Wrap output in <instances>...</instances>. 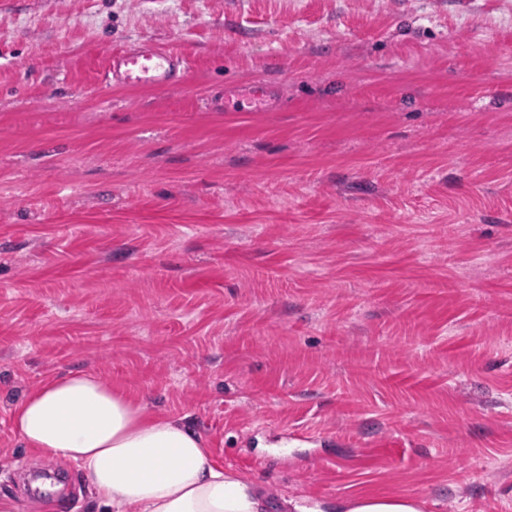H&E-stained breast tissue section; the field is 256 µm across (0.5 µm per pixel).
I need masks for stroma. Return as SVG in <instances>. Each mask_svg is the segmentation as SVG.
Instances as JSON below:
<instances>
[{"label":"stroma","mask_w":512,"mask_h":512,"mask_svg":"<svg viewBox=\"0 0 512 512\" xmlns=\"http://www.w3.org/2000/svg\"><path fill=\"white\" fill-rule=\"evenodd\" d=\"M186 55L170 88L110 53ZM274 83L261 112L224 96ZM70 372L265 512H512V0H0V501ZM305 440H298V433ZM188 63L172 50L143 44L133 50L112 53L104 79L127 85L167 88L178 84ZM337 509V512H421L417 501L399 495L350 499Z\"/></svg>","instance_id":"1"}]
</instances>
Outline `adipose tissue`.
Masks as SVG:
<instances>
[{"mask_svg": "<svg viewBox=\"0 0 512 512\" xmlns=\"http://www.w3.org/2000/svg\"><path fill=\"white\" fill-rule=\"evenodd\" d=\"M12 423L26 447L80 467L106 512H261L184 422L146 415L123 389L69 373L30 391Z\"/></svg>", "mask_w": 512, "mask_h": 512, "instance_id": "adipose-tissue-1", "label": "adipose tissue"}]
</instances>
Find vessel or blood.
Listing matches in <instances>:
<instances>
[{"label":"vessel or blood","mask_w":512,"mask_h":512,"mask_svg":"<svg viewBox=\"0 0 512 512\" xmlns=\"http://www.w3.org/2000/svg\"><path fill=\"white\" fill-rule=\"evenodd\" d=\"M187 66L176 52L147 43L113 53L105 75L127 85L167 88L178 84Z\"/></svg>","instance_id":"vessel-or-blood-1"}]
</instances>
